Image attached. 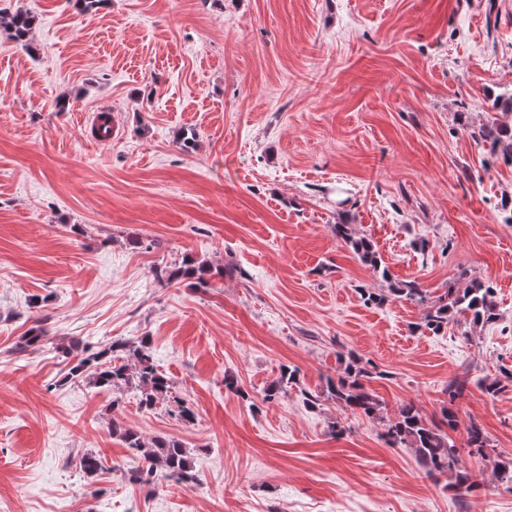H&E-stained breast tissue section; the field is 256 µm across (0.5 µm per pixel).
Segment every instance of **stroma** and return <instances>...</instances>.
Here are the masks:
<instances>
[{
    "label": "stroma",
    "mask_w": 512,
    "mask_h": 512,
    "mask_svg": "<svg viewBox=\"0 0 512 512\" xmlns=\"http://www.w3.org/2000/svg\"><path fill=\"white\" fill-rule=\"evenodd\" d=\"M20 4L32 51L0 28V512H512L494 457L461 455L462 494L382 437L407 403L434 421L448 407L456 444L474 422L512 458V166L470 135L512 123L495 105L512 92V0L0 9ZM103 111L112 140L97 144ZM341 222L426 301L364 305L387 283L336 240ZM188 256L235 273L156 277ZM473 279L493 286L496 322L414 331ZM39 325L42 345L20 350ZM144 336L194 423L67 379L61 346ZM349 355L384 371L381 419L325 397ZM285 367L297 384L263 401ZM113 419L179 439L197 482L130 481L142 460ZM87 451L106 472H82Z\"/></svg>",
    "instance_id": "35a3bbf8"
}]
</instances>
